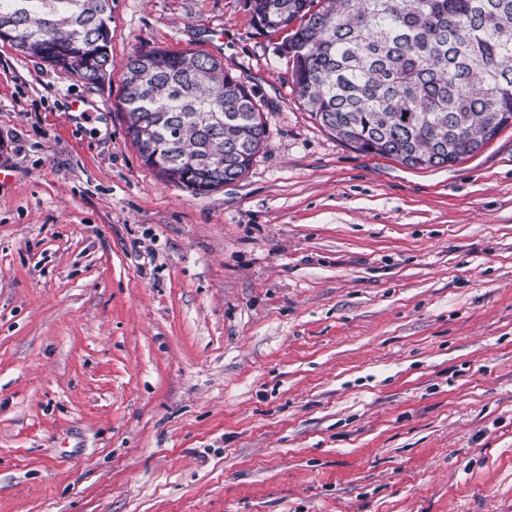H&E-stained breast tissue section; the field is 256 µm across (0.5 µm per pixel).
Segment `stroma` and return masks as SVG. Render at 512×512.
Segmentation results:
<instances>
[{
  "instance_id": "1",
  "label": "stroma",
  "mask_w": 512,
  "mask_h": 512,
  "mask_svg": "<svg viewBox=\"0 0 512 512\" xmlns=\"http://www.w3.org/2000/svg\"><path fill=\"white\" fill-rule=\"evenodd\" d=\"M89 85L0 44V512H512V126L426 170L349 150L245 0H113ZM253 90L267 146L196 195L121 67Z\"/></svg>"
}]
</instances>
